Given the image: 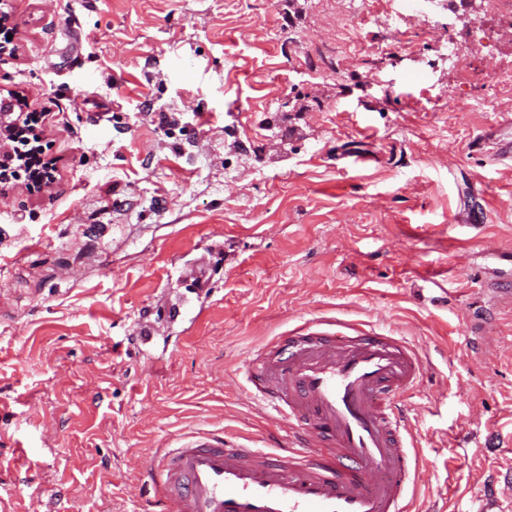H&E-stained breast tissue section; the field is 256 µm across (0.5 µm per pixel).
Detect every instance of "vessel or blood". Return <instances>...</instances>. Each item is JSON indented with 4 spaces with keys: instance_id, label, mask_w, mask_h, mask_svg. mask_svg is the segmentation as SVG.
<instances>
[{
    "instance_id": "vessel-or-blood-1",
    "label": "vessel or blood",
    "mask_w": 512,
    "mask_h": 512,
    "mask_svg": "<svg viewBox=\"0 0 512 512\" xmlns=\"http://www.w3.org/2000/svg\"><path fill=\"white\" fill-rule=\"evenodd\" d=\"M422 378L420 354L402 338L305 323L248 367L287 446L263 451L203 430L143 468L176 512H413L407 400Z\"/></svg>"
}]
</instances>
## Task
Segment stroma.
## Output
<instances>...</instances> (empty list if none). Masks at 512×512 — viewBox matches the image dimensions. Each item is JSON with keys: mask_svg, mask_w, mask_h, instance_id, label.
<instances>
[{"mask_svg": "<svg viewBox=\"0 0 512 512\" xmlns=\"http://www.w3.org/2000/svg\"><path fill=\"white\" fill-rule=\"evenodd\" d=\"M0 94L54 180L0 199V512H141L138 458L284 443L288 330L423 360L420 512L512 469V27L463 0H8Z\"/></svg>", "mask_w": 512, "mask_h": 512, "instance_id": "stroma-1", "label": "stroma"}]
</instances>
